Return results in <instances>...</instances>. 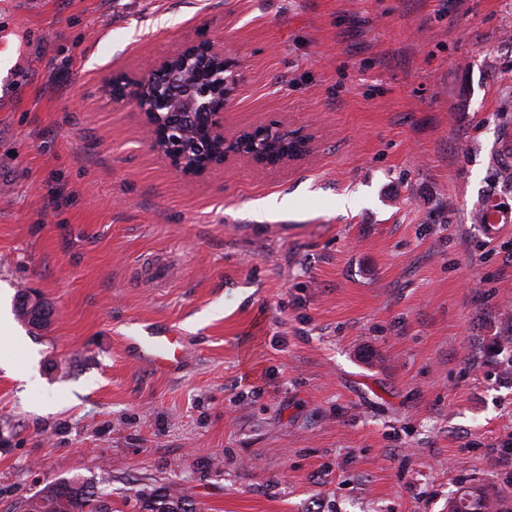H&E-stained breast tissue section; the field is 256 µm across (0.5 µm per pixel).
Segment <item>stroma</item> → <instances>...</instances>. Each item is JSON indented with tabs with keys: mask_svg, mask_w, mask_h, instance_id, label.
<instances>
[{
	"mask_svg": "<svg viewBox=\"0 0 512 512\" xmlns=\"http://www.w3.org/2000/svg\"><path fill=\"white\" fill-rule=\"evenodd\" d=\"M208 42L226 132L303 160L198 177L107 77ZM278 196L282 211L261 201ZM512 0H0V512L91 479L201 512H512ZM53 308L15 312L18 290ZM175 330L159 373L124 341ZM16 309L18 316L35 328L47 326L53 314L52 308L46 301L32 302L25 291L17 292Z\"/></svg>",
	"mask_w": 512,
	"mask_h": 512,
	"instance_id": "1",
	"label": "stroma"
}]
</instances>
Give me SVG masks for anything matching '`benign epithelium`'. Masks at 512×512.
<instances>
[{
    "label": "benign epithelium",
    "mask_w": 512,
    "mask_h": 512,
    "mask_svg": "<svg viewBox=\"0 0 512 512\" xmlns=\"http://www.w3.org/2000/svg\"><path fill=\"white\" fill-rule=\"evenodd\" d=\"M195 60V72H209L213 81L199 89L191 87L192 74L186 71ZM230 64L224 50L211 44L190 45L178 53L147 64L137 79L113 76L105 83V92L114 100H130L143 115L150 128L152 147L164 155L182 174L198 176L233 157H247L260 166H277L298 161L311 150V138L301 129L290 130L278 124L261 125L233 135L224 133L230 89L222 73ZM174 112H200L204 122L200 134L220 151H208L197 161L187 163L189 151L184 147L188 136L183 130L164 125L162 115Z\"/></svg>",
    "instance_id": "1"
}]
</instances>
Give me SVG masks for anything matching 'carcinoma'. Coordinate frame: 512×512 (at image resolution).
I'll use <instances>...</instances> for the list:
<instances>
[{
	"mask_svg": "<svg viewBox=\"0 0 512 512\" xmlns=\"http://www.w3.org/2000/svg\"><path fill=\"white\" fill-rule=\"evenodd\" d=\"M16 309L18 316L35 328L47 326L53 314L48 303L31 301L25 291L17 292ZM183 497L180 491L168 487L156 499L139 497L136 502L143 512H186L180 507ZM462 497L469 498L472 512H488L496 507L494 499L474 487L463 489ZM43 500L52 502L53 512H112L110 503L101 499L93 482L83 477L64 478L46 484L28 503L27 512H42Z\"/></svg>",
	"mask_w": 512,
	"mask_h": 512,
	"instance_id": "carcinoma-1",
	"label": "carcinoma"
}]
</instances>
